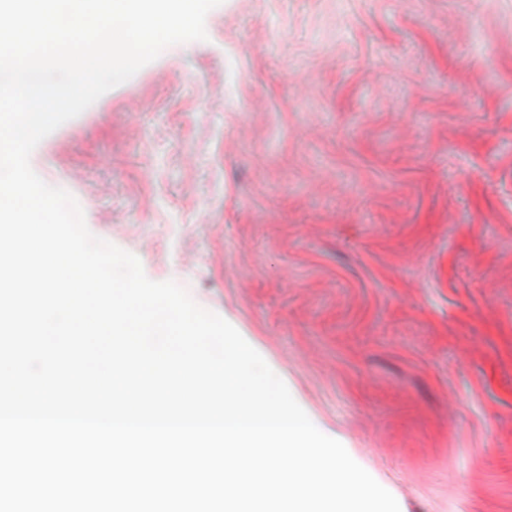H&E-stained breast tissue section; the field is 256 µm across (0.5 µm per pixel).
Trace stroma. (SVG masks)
<instances>
[{"mask_svg": "<svg viewBox=\"0 0 512 512\" xmlns=\"http://www.w3.org/2000/svg\"><path fill=\"white\" fill-rule=\"evenodd\" d=\"M33 150L400 512H512V0H222Z\"/></svg>", "mask_w": 512, "mask_h": 512, "instance_id": "35a3bbf8", "label": "stroma"}]
</instances>
